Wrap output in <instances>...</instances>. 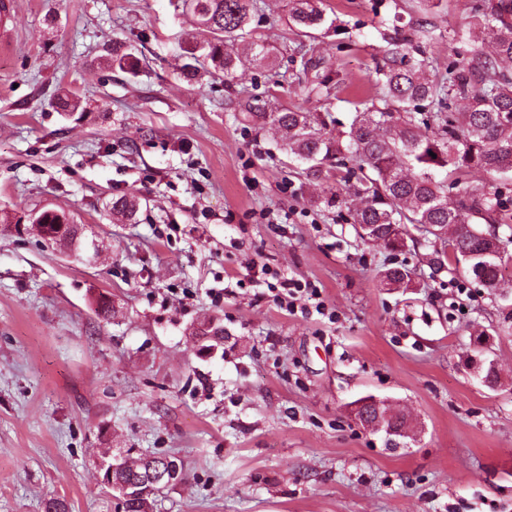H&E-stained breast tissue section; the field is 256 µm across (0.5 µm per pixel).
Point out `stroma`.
<instances>
[{
	"label": "stroma",
	"mask_w": 512,
	"mask_h": 512,
	"mask_svg": "<svg viewBox=\"0 0 512 512\" xmlns=\"http://www.w3.org/2000/svg\"><path fill=\"white\" fill-rule=\"evenodd\" d=\"M0 46V512H123L101 483L104 453L174 454L184 479L153 512H512V261L499 290L430 262L410 227L395 255L362 242L331 184L293 176L274 132L238 110L258 104L350 122L387 45L383 24L431 22L426 46L448 62L445 32L478 30L472 0H326L337 26L314 43L338 96L292 79L287 0H260L256 35L280 67L245 63L232 87L185 76L184 49L209 40L181 0H9ZM137 49L138 74L105 46ZM78 112L57 111L65 93ZM138 198L130 222L112 201ZM67 213L101 248L63 250L18 217ZM400 262L407 288L381 287ZM314 283L333 318L289 313L262 266ZM110 292L114 317L96 312ZM223 293L215 302L214 293ZM210 321L224 342L203 347ZM500 375L467 363L478 334ZM399 405L400 446L364 429L354 404Z\"/></svg>",
	"instance_id": "stroma-1"
}]
</instances>
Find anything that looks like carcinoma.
I'll list each match as a JSON object with an SVG mask.
<instances>
[{
  "label": "carcinoma",
  "instance_id": "carcinoma-1",
  "mask_svg": "<svg viewBox=\"0 0 512 512\" xmlns=\"http://www.w3.org/2000/svg\"><path fill=\"white\" fill-rule=\"evenodd\" d=\"M199 25L212 38L186 50L190 62L183 71L190 76L207 67L233 83L242 58L235 48L243 42L254 63L272 67L276 47L254 36L250 27L259 10L258 0H184ZM472 24L490 50L468 49L458 32L448 41L458 43L442 73L430 74L423 45L441 35L433 26L419 22L408 34L398 25L386 41L384 62L376 66V96L353 103L354 115L345 130L336 128L330 114L303 112L290 107L267 109L245 103L246 119L260 129L275 131L283 151L302 168L297 174L307 181H334L336 202L355 196L350 210L352 224L363 241L392 251L408 247L406 226L419 224L440 241L436 262L452 257L462 273L481 266L485 286L494 290L500 263L492 256L499 228L512 223V186L507 183L486 189L469 184L480 173L512 171V0H477ZM289 27L296 36L291 57L300 58L303 75L318 71L310 40L315 32L335 27L336 19L324 8V0H288ZM112 65L132 70L137 58L125 44H112ZM136 200L121 196L112 201V214L130 220ZM63 212L46 209L39 215L40 232L74 247L76 234H60ZM384 286H407L411 272L402 266L381 271ZM192 335L212 344L224 340V329L208 323ZM175 456L147 455L136 470L120 469L107 481L134 483L146 489L151 475ZM159 485L123 504L124 512H150Z\"/></svg>",
  "mask_w": 512,
  "mask_h": 512
}]
</instances>
